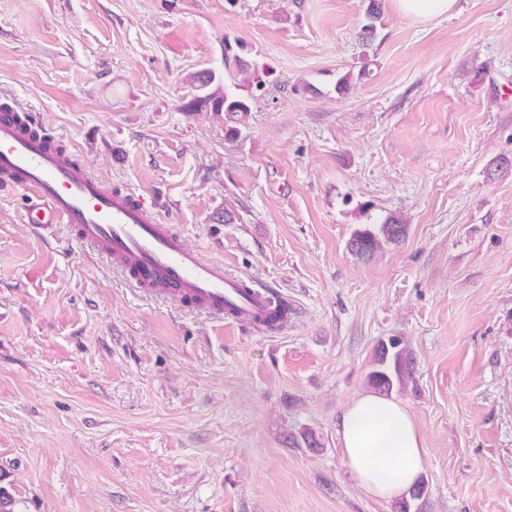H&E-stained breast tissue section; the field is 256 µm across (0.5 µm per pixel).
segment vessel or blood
I'll use <instances>...</instances> for the list:
<instances>
[{
    "instance_id": "1",
    "label": "vessel or blood",
    "mask_w": 512,
    "mask_h": 512,
    "mask_svg": "<svg viewBox=\"0 0 512 512\" xmlns=\"http://www.w3.org/2000/svg\"><path fill=\"white\" fill-rule=\"evenodd\" d=\"M1 186L27 194V223L43 230L68 225L80 246L106 257L145 294L217 317L230 303L239 309L237 321L251 326L279 298L270 287L241 288L223 262L190 247L142 195L109 188L32 113H0Z\"/></svg>"
}]
</instances>
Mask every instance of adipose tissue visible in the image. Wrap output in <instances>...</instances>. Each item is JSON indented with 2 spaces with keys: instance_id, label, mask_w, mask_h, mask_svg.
<instances>
[{
  "instance_id": "obj_1",
  "label": "adipose tissue",
  "mask_w": 512,
  "mask_h": 512,
  "mask_svg": "<svg viewBox=\"0 0 512 512\" xmlns=\"http://www.w3.org/2000/svg\"><path fill=\"white\" fill-rule=\"evenodd\" d=\"M341 454L357 486L378 500L409 493L424 467V437L409 409L378 394L357 397L339 419Z\"/></svg>"
}]
</instances>
